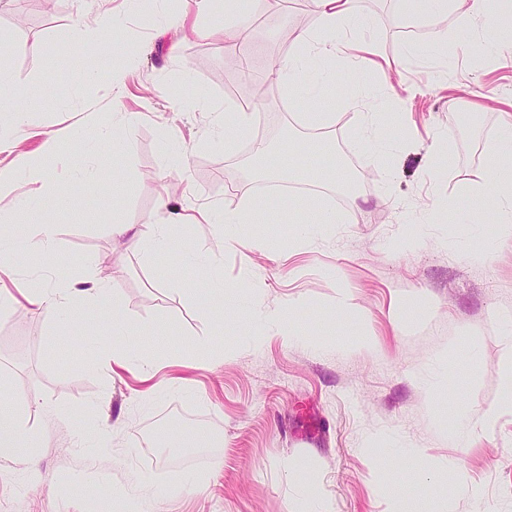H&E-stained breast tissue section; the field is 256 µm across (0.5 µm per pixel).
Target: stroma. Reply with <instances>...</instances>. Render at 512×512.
<instances>
[{
	"label": "stroma",
	"mask_w": 512,
	"mask_h": 512,
	"mask_svg": "<svg viewBox=\"0 0 512 512\" xmlns=\"http://www.w3.org/2000/svg\"><path fill=\"white\" fill-rule=\"evenodd\" d=\"M355 5L369 19L361 38L399 61L387 76L362 77L370 111L403 115L380 131L399 145L390 166L358 134L346 104L353 77L318 62L305 74L316 101L273 88L263 123L233 152L211 141L214 113L252 111L251 82L270 79L271 63L291 55L292 35L315 25L314 11L293 0L274 11L258 0L244 54L192 31L237 22L238 14L201 15L193 0L0 4V59L23 92L21 151L36 154L55 136V178L79 163L93 171L72 200L41 181L0 197L6 208L14 196H39L8 229L27 246L0 276L16 299L0 318V380L28 396L29 426L48 434L34 471L0 462V512H512V405L503 402L500 375L512 351L501 321L512 314V238H493L487 197L465 190L487 165L499 112L512 100V38L461 55L474 31L452 16V49L402 59L401 45L422 42L426 23L400 0ZM122 9L127 19L111 35L74 43L76 28ZM128 44L141 55L117 98L107 75L124 64ZM116 100L140 118L112 143L80 113L92 107L111 120ZM306 112L328 121L309 125ZM172 138L184 155L177 171L165 150ZM293 138L330 146L361 201L349 203L311 170L304 182L312 193H297L288 206L262 197L236 226L238 243L220 242L210 224H180L172 250L155 256L113 236L117 218L162 221L168 192L240 208L257 194L253 151L270 146V167L282 168ZM434 144L450 151V165L428 167ZM323 205L338 223L299 246L301 221ZM46 223L56 227L50 254L33 236ZM464 238L490 247L488 259L469 261L458 246ZM253 239L269 249H245ZM66 261L75 278L107 276L117 297L63 331L56 313L31 312L25 294ZM217 287L220 306L206 301ZM273 311L290 315L297 338L261 323ZM202 340L223 357L208 363L190 354ZM115 344L153 353L154 368L107 370L102 352ZM460 416L471 431L457 443L448 433ZM95 426L111 434L90 448ZM177 429L203 440L173 446ZM191 476L204 478L203 490L161 495ZM390 479L401 484L399 500L382 492Z\"/></svg>",
	"instance_id": "35a3bbf8"
}]
</instances>
